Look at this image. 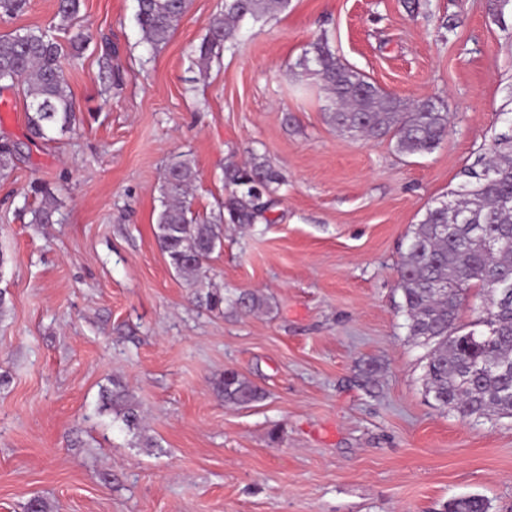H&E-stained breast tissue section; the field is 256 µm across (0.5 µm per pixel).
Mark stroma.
<instances>
[{"label": "stroma", "mask_w": 512, "mask_h": 512, "mask_svg": "<svg viewBox=\"0 0 512 512\" xmlns=\"http://www.w3.org/2000/svg\"><path fill=\"white\" fill-rule=\"evenodd\" d=\"M222 4L191 0L151 51L136 0H83L89 41L63 61L75 133L30 140L27 99L0 90V142L19 148L0 172V512H444L470 493L512 512V419L435 407L398 288L413 224L512 131V5L290 0L203 75L191 49ZM321 36L383 90L443 99L447 141L406 157L342 135L295 77ZM181 155L201 214L226 196L227 163L256 155L284 178L266 220L225 225L203 269L220 312L155 236ZM35 182L57 193L55 223L31 221ZM242 290L266 311L238 313ZM229 368L265 399L225 405ZM116 382L153 447L99 413Z\"/></svg>", "instance_id": "35a3bbf8"}]
</instances>
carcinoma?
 I'll list each match as a JSON object with an SVG mask.
<instances>
[{
    "label": "carcinoma",
    "mask_w": 512,
    "mask_h": 512,
    "mask_svg": "<svg viewBox=\"0 0 512 512\" xmlns=\"http://www.w3.org/2000/svg\"><path fill=\"white\" fill-rule=\"evenodd\" d=\"M82 0H58L56 30L72 27ZM289 0H224L208 21L206 34L193 48L199 70L220 58L246 20L258 23L288 7ZM190 0H137L136 22L145 46L155 50L170 40L186 14ZM28 0H0V15L18 16ZM87 39L77 33L62 44L51 31L20 29L0 36V83L22 86L28 104V131L33 139L65 136L76 123L73 94L64 77L62 59L76 57ZM298 77L325 93L328 118L336 129L353 138L390 135L403 156L423 155L437 149L449 134L448 106L418 100L409 103L373 83L355 67L343 63L325 37L309 43L297 62ZM481 169L468 172L469 181L450 192L458 221L448 222V211L430 206L414 225L402 253L399 287L408 336L432 345L425 373L426 392L436 406L450 409L464 420L485 416L512 418V299L482 309L477 325L486 331H466L456 325L465 294L485 288L500 277L512 278V137L500 139L493 155L480 161ZM197 179L189 158L167 167L161 188V209L156 217V238L169 265L180 275L195 278L221 247L224 225H250L266 208L263 197L283 177L265 160L254 156L242 166H224V184L230 194L218 203V212L196 215L187 201ZM41 195L32 223L53 224L59 201L43 183L33 186ZM502 237L490 250L487 240ZM264 299L242 291L234 306L253 313ZM224 403L251 406L265 398L264 391L235 369L224 370ZM99 411L112 412L126 429L151 448L141 435L139 406L128 391L115 385L102 398ZM446 512H489L480 495L452 498Z\"/></svg>",
    "instance_id": "obj_1"
}]
</instances>
